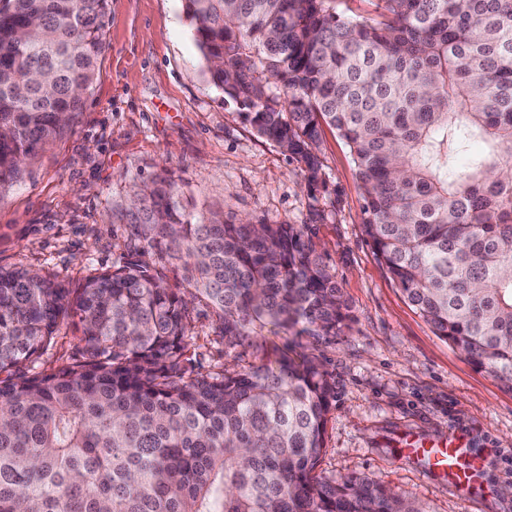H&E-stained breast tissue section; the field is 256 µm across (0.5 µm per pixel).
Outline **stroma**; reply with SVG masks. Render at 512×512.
Here are the masks:
<instances>
[{"label":"stroma","instance_id":"obj_1","mask_svg":"<svg viewBox=\"0 0 512 512\" xmlns=\"http://www.w3.org/2000/svg\"><path fill=\"white\" fill-rule=\"evenodd\" d=\"M103 39L74 123L0 194V267L74 284L111 267L127 238L113 212L134 183L164 168L187 213L306 225L349 305L338 334L301 339L336 385L318 474L368 478L426 512H512L504 492L512 487V392L436 336L374 258L344 141L322 129L324 182L309 187L298 164L214 85L182 0H108ZM313 205L326 210L325 221L310 222ZM213 324L197 303L190 353L208 369L240 370L260 363L270 344L292 341L263 329L231 346ZM451 435L483 461L464 498L399 456L405 438Z\"/></svg>","mask_w":512,"mask_h":512}]
</instances>
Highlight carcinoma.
<instances>
[{
  "label": "carcinoma",
  "mask_w": 512,
  "mask_h": 512,
  "mask_svg": "<svg viewBox=\"0 0 512 512\" xmlns=\"http://www.w3.org/2000/svg\"><path fill=\"white\" fill-rule=\"evenodd\" d=\"M184 0L213 83L323 182L348 146L375 258L434 333L512 392V0ZM106 0H0V195L82 107ZM168 173L134 184L112 269L76 287L0 267V512H422L316 474L335 383L273 349L202 374L195 301L236 343L270 325L334 336L336 273L303 225L192 221ZM181 262L180 281L143 260ZM70 323L78 343L38 369Z\"/></svg>",
  "instance_id": "cac0c4a2"
}]
</instances>
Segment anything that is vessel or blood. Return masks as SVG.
<instances>
[{
	"label": "vessel or blood",
	"instance_id": "1",
	"mask_svg": "<svg viewBox=\"0 0 512 512\" xmlns=\"http://www.w3.org/2000/svg\"><path fill=\"white\" fill-rule=\"evenodd\" d=\"M401 454L406 460L424 461L429 472L459 492L467 490L481 468L480 460L468 454L460 439L455 436L429 448L408 443L402 448Z\"/></svg>",
	"mask_w": 512,
	"mask_h": 512
}]
</instances>
